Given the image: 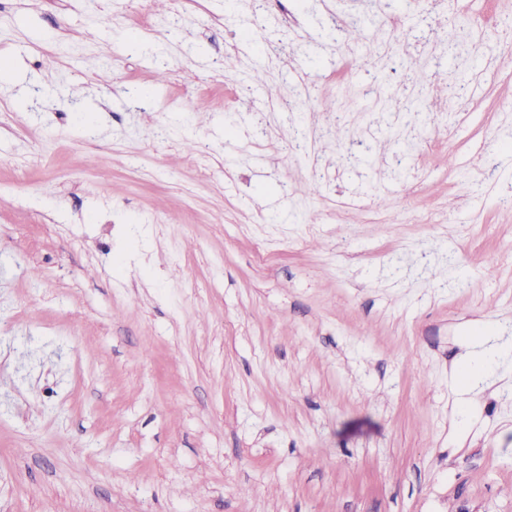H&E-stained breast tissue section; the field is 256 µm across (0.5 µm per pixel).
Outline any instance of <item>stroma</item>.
<instances>
[{"mask_svg":"<svg viewBox=\"0 0 512 512\" xmlns=\"http://www.w3.org/2000/svg\"><path fill=\"white\" fill-rule=\"evenodd\" d=\"M286 4L0 0V512H512V0Z\"/></svg>","mask_w":512,"mask_h":512,"instance_id":"35a3bbf8","label":"stroma"}]
</instances>
